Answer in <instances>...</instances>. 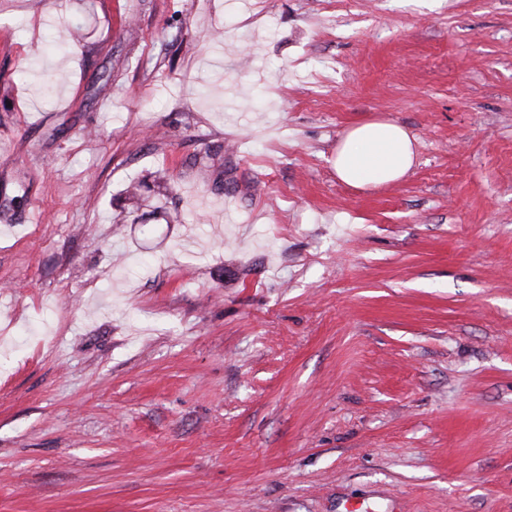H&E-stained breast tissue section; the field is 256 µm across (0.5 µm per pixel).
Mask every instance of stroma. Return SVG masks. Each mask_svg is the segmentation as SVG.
<instances>
[{
  "instance_id": "1",
  "label": "stroma",
  "mask_w": 512,
  "mask_h": 512,
  "mask_svg": "<svg viewBox=\"0 0 512 512\" xmlns=\"http://www.w3.org/2000/svg\"><path fill=\"white\" fill-rule=\"evenodd\" d=\"M2 210L0 512H512V0H0ZM414 138L389 121L350 127L336 145L332 165L337 178L357 188H377L402 179L411 169Z\"/></svg>"
}]
</instances>
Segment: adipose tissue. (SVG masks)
Returning a JSON list of instances; mask_svg holds the SVG:
<instances>
[{"label": "adipose tissue", "mask_w": 512, "mask_h": 512, "mask_svg": "<svg viewBox=\"0 0 512 512\" xmlns=\"http://www.w3.org/2000/svg\"><path fill=\"white\" fill-rule=\"evenodd\" d=\"M415 157L411 135L389 121L350 127L336 145L332 165L337 178L357 188H377L402 179Z\"/></svg>", "instance_id": "1"}]
</instances>
